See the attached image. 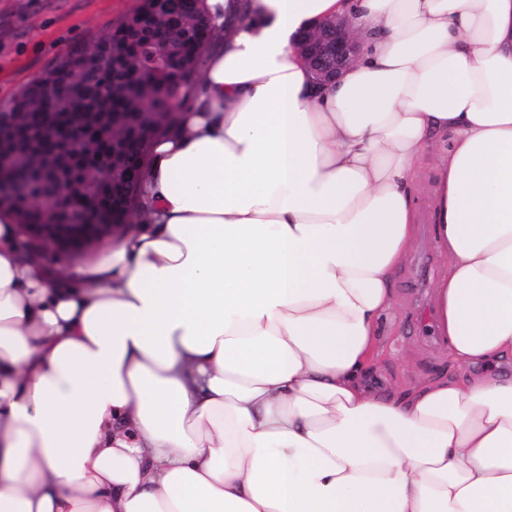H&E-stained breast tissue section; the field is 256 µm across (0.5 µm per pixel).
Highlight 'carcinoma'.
Here are the masks:
<instances>
[{"label": "carcinoma", "mask_w": 512, "mask_h": 512, "mask_svg": "<svg viewBox=\"0 0 512 512\" xmlns=\"http://www.w3.org/2000/svg\"><path fill=\"white\" fill-rule=\"evenodd\" d=\"M150 8L145 2L132 14L125 17L112 31V49L120 56H127L131 64L153 66L159 73L165 94L150 96L142 93L122 96L116 100L106 91L120 84L122 69L106 67L84 68L80 58L86 53L76 49L64 56L50 70V76L41 84H28L3 110L4 128L13 140L11 172L17 179L15 192L0 197V207L16 209L23 214L22 223L33 224V215L40 211L66 209L65 191L80 193L87 201L91 215L75 216L71 223L86 224L93 219L98 224L108 221V210L102 207L112 185V137H121L125 127L114 112H166L168 97L174 84L183 76L165 65L148 46L131 55H126L124 32L135 22L139 13ZM208 37L192 34L185 47L180 69L198 74V64ZM82 84L85 103L82 113L77 115L68 100L61 96L66 84ZM42 93L59 96L57 114L51 122L29 108V101ZM59 131H68L86 140L84 155L78 160L62 151L56 139Z\"/></svg>", "instance_id": "cac0c4a2"}]
</instances>
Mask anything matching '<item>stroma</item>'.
Here are the masks:
<instances>
[{
  "instance_id": "35a3bbf8",
  "label": "stroma",
  "mask_w": 512,
  "mask_h": 512,
  "mask_svg": "<svg viewBox=\"0 0 512 512\" xmlns=\"http://www.w3.org/2000/svg\"><path fill=\"white\" fill-rule=\"evenodd\" d=\"M139 0H0V109L68 51L105 37ZM419 224L395 278L399 309L383 322L373 378L378 387L405 388L444 367L438 336L428 335L425 305L442 259L433 237L427 193L417 196Z\"/></svg>"
}]
</instances>
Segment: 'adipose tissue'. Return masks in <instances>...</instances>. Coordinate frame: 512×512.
<instances>
[{
    "label": "adipose tissue",
    "mask_w": 512,
    "mask_h": 512,
    "mask_svg": "<svg viewBox=\"0 0 512 512\" xmlns=\"http://www.w3.org/2000/svg\"><path fill=\"white\" fill-rule=\"evenodd\" d=\"M228 6L137 232L72 264L0 209V512H512V0ZM429 156L455 370L378 391ZM291 47L305 58L315 83L320 85L340 77L359 51L358 41L344 19H329L303 31Z\"/></svg>",
    "instance_id": "ef3b65f1"
}]
</instances>
